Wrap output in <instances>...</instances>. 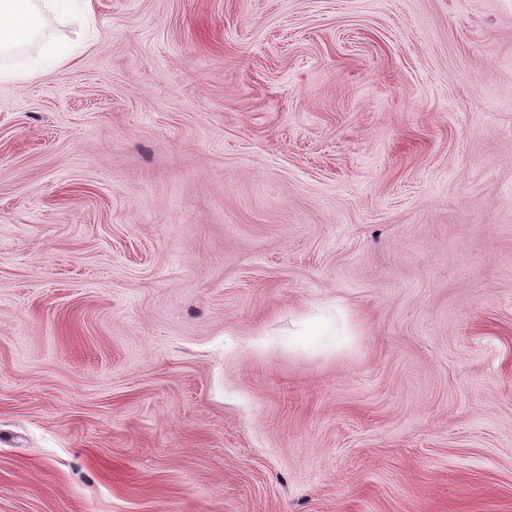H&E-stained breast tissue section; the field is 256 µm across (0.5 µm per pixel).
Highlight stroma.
<instances>
[{
    "label": "stroma",
    "instance_id": "obj_1",
    "mask_svg": "<svg viewBox=\"0 0 512 512\" xmlns=\"http://www.w3.org/2000/svg\"><path fill=\"white\" fill-rule=\"evenodd\" d=\"M0 55V512H512V0H92Z\"/></svg>",
    "mask_w": 512,
    "mask_h": 512
}]
</instances>
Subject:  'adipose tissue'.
Listing matches in <instances>:
<instances>
[{
  "mask_svg": "<svg viewBox=\"0 0 512 512\" xmlns=\"http://www.w3.org/2000/svg\"><path fill=\"white\" fill-rule=\"evenodd\" d=\"M46 10L59 15L77 10L83 24L93 20L91 5H78L77 0H0V54L12 53L33 41Z\"/></svg>",
  "mask_w": 512,
  "mask_h": 512,
  "instance_id": "ef3b65f1",
  "label": "adipose tissue"
}]
</instances>
